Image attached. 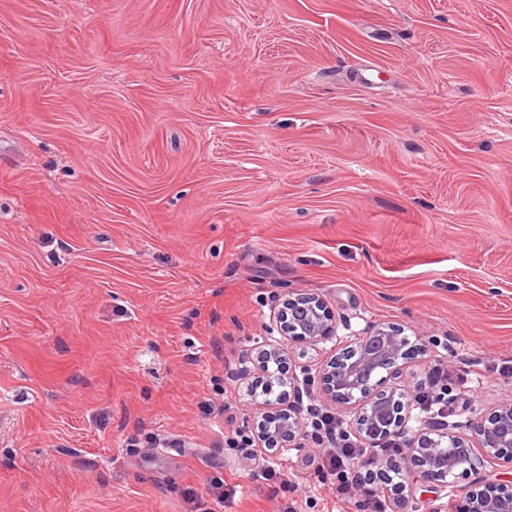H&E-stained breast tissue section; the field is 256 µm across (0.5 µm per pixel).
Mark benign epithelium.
I'll return each mask as SVG.
<instances>
[{"label": "benign epithelium", "mask_w": 512, "mask_h": 512, "mask_svg": "<svg viewBox=\"0 0 512 512\" xmlns=\"http://www.w3.org/2000/svg\"><path fill=\"white\" fill-rule=\"evenodd\" d=\"M275 325L284 339L316 346L337 335L333 310L317 293L290 292L280 298ZM433 343L414 338L405 329L378 323L362 335L336 349L318 371L323 395L351 414L349 433L372 449L394 437L401 439L402 452L391 459L356 463L355 473L367 494L384 492L391 512H407L410 499L426 483L448 486L447 478L465 476L492 463L512 472V399L489 404L466 422L432 423L420 420L409 426L415 398L409 394L406 372L417 358L432 353ZM285 348L267 342L251 356L252 373L262 387L277 381L298 396L299 378L284 371ZM256 411L244 421V430L273 456L286 448H299L308 437L298 404L288 403L274 412L269 393L250 389ZM460 512H512V489L495 483L466 492Z\"/></svg>", "instance_id": "7a95c632"}]
</instances>
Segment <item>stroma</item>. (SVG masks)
Returning a JSON list of instances; mask_svg holds the SVG:
<instances>
[{"mask_svg": "<svg viewBox=\"0 0 512 512\" xmlns=\"http://www.w3.org/2000/svg\"><path fill=\"white\" fill-rule=\"evenodd\" d=\"M291 291L512 396V0H0V512H354L241 440Z\"/></svg>", "mask_w": 512, "mask_h": 512, "instance_id": "stroma-1", "label": "stroma"}]
</instances>
